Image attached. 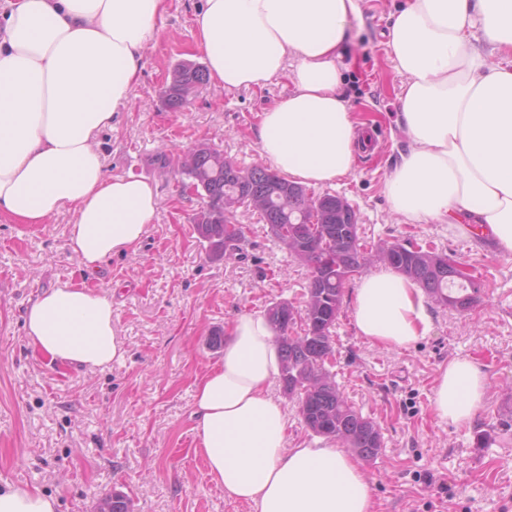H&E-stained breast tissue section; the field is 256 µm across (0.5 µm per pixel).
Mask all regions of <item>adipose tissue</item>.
Segmentation results:
<instances>
[{"instance_id":"adipose-tissue-1","label":"adipose tissue","mask_w":512,"mask_h":512,"mask_svg":"<svg viewBox=\"0 0 512 512\" xmlns=\"http://www.w3.org/2000/svg\"><path fill=\"white\" fill-rule=\"evenodd\" d=\"M170 3L6 0L0 8V220L41 224L71 209L69 249L87 271L135 248L155 219V187L108 176L95 138L127 100ZM363 3L202 0L195 16L209 77L224 89L290 72L292 93L258 114L254 134L291 180L334 183L368 141L340 77L348 22ZM387 46L407 78L398 123L410 142L385 180L393 210L462 235L482 231L512 254V0H402ZM350 308L358 334L386 349L433 329L424 290L389 267L360 278ZM25 334L55 363L105 370L126 353L111 296L84 284L39 291ZM281 369L266 317L238 314L221 363L195 388L193 432L213 482L252 512H375L349 451L289 447L288 410L272 394ZM488 388L477 362L455 357L438 371L434 412L470 425Z\"/></svg>"}]
</instances>
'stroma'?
I'll return each instance as SVG.
<instances>
[{"instance_id":"obj_1","label":"stroma","mask_w":512,"mask_h":512,"mask_svg":"<svg viewBox=\"0 0 512 512\" xmlns=\"http://www.w3.org/2000/svg\"><path fill=\"white\" fill-rule=\"evenodd\" d=\"M394 3L367 0L362 17L349 23L342 58V90L353 111L373 120L376 149L358 156L349 175L313 192L345 197L367 242H434L472 270L481 291L469 311L434 307L429 336L401 350L358 336L343 310L334 333L336 381L381 427V454L362 464L377 512H512V429L499 426L512 407V254L444 224L405 222L391 209L383 179L405 146L396 118L406 81L385 47ZM200 4L172 0L128 100L97 138L109 175L141 176L158 193L155 220L135 249L87 273L68 247L70 210L43 224L0 223V487L50 494L58 512H92L115 491L132 498L134 512H252L225 500L195 452V384L222 356L210 344L215 332L239 312L299 301L309 271L249 212L238 215L246 226L240 253L210 258L193 231L200 198L157 157L174 160L207 141L237 165L264 164L256 115L293 84L282 75L261 90L211 83L184 111H166L162 96L173 67L204 60L192 20ZM66 282L111 296L126 356L110 369L59 365L30 346L29 299ZM456 356L476 360L489 381L468 427L440 420L432 406L438 369ZM483 433L492 441L481 447ZM441 481L448 494L438 493Z\"/></svg>"}]
</instances>
